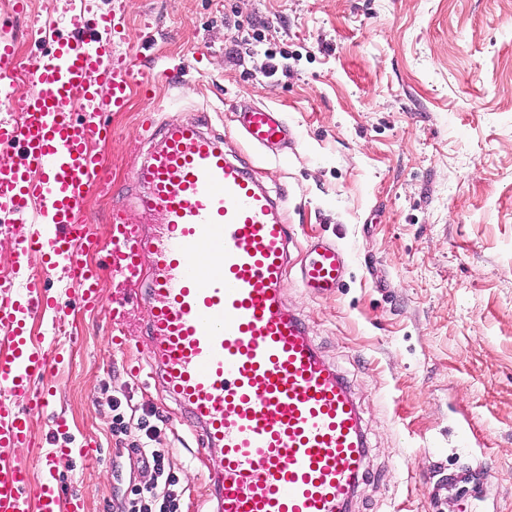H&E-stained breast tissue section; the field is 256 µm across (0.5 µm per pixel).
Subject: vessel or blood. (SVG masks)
Wrapping results in <instances>:
<instances>
[{
  "label": "vessel or blood",
  "instance_id": "b4317fda",
  "mask_svg": "<svg viewBox=\"0 0 512 512\" xmlns=\"http://www.w3.org/2000/svg\"><path fill=\"white\" fill-rule=\"evenodd\" d=\"M121 22L117 10L92 26L70 13L72 38L31 58L36 90L26 97L11 90L14 42L0 37V148L12 152L0 162V234L14 243L12 271L0 277V512H84L81 495L51 477V464L40 479V469L18 456L54 397L61 355L27 329L45 314L67 315L50 289L61 264L78 301L105 306L117 326L129 289L146 287L149 336L167 386L185 405L199 447L222 454L215 512H350L365 475L363 417L283 298L290 229L280 201L245 162L226 157L203 122L163 128L139 172L150 186L139 206L163 212L162 230L150 232L120 209L106 237L86 221L87 199L115 190L93 150L111 133L102 113L124 111L158 80L133 56L115 55ZM238 122L261 149L293 137L273 107L248 108ZM87 252L103 254V263L87 264ZM347 265L341 247L317 241L299 279L329 295ZM107 274L108 298L100 291Z\"/></svg>",
  "mask_w": 512,
  "mask_h": 512
}]
</instances>
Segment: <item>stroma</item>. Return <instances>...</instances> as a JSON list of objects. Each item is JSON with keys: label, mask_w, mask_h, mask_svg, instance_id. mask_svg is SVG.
<instances>
[{"label": "stroma", "mask_w": 512, "mask_h": 512, "mask_svg": "<svg viewBox=\"0 0 512 512\" xmlns=\"http://www.w3.org/2000/svg\"><path fill=\"white\" fill-rule=\"evenodd\" d=\"M112 7L30 0L16 20L0 0V22L26 62L41 48L32 24L66 37L64 10L87 9L92 22ZM122 12L115 52L136 50L138 66L169 80L127 111L103 113L112 137L96 151L117 190L89 199L93 229L104 232L112 207H133L145 189L134 176L151 145L142 114L157 129L208 121L227 154L284 197L294 231L285 299L349 381L364 420L367 477L352 512H512V0H122ZM254 35L287 53V73L263 75V54L244 44ZM258 105L280 109L293 129L278 155L238 131V112ZM318 238L350 256L330 297L298 278ZM70 286L60 267L52 292L70 305L65 325L33 324L68 361L24 456L94 442L102 462L61 456L53 471L79 491L84 512H115L127 484L115 447H136L143 418L173 450L180 512H209L220 454L199 450L165 386L147 297L131 299L121 350L109 344L108 317L71 302ZM116 401L136 412L119 437ZM463 412L486 452L449 448ZM464 469L496 478L474 499L449 479Z\"/></svg>", "instance_id": "35a3bbf8"}]
</instances>
